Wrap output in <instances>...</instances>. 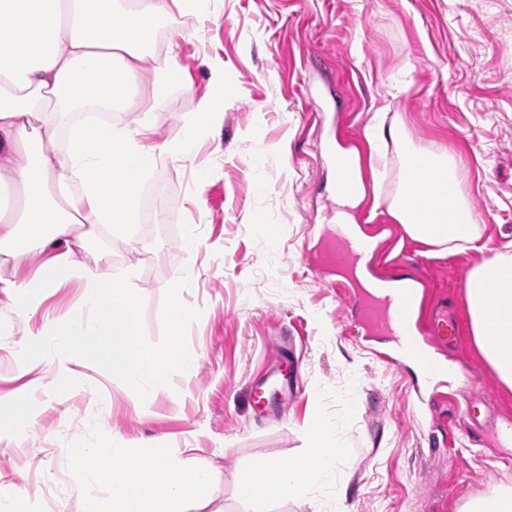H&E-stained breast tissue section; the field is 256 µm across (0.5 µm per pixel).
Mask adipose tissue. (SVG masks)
<instances>
[{
	"mask_svg": "<svg viewBox=\"0 0 512 512\" xmlns=\"http://www.w3.org/2000/svg\"><path fill=\"white\" fill-rule=\"evenodd\" d=\"M209 11V0H0V191L11 193L0 201V270L49 245L61 248L30 279L0 273V293L15 309L33 313L44 290L79 283L101 331L112 338L113 373L129 378L145 370L157 384L193 363L180 345L192 310L172 295L169 343L162 350L146 347L138 294L80 255L89 227L126 235L145 171L159 160L183 162L194 154L193 131L154 141L149 109L131 124L108 115L132 110L140 96L138 76H147L156 102L185 84L176 54L183 32L171 19ZM366 137L374 164L397 162L387 212L410 239L435 255L481 249L464 167L448 148L419 147L400 115L385 108L374 113ZM465 297L473 341L500 385L512 391V250H497L472 267ZM83 341L74 322L29 346L57 360L65 375L67 353ZM307 431L304 456L246 474L239 497L254 501L325 483L343 445L323 419H313ZM70 455L78 486L108 490L103 498L86 497L84 512H203L217 480L215 471L189 467L151 440L116 448L105 435L96 447L75 445Z\"/></svg>",
	"mask_w": 512,
	"mask_h": 512,
	"instance_id": "1",
	"label": "adipose tissue"
}]
</instances>
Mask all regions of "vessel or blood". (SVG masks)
<instances>
[{"mask_svg":"<svg viewBox=\"0 0 512 512\" xmlns=\"http://www.w3.org/2000/svg\"><path fill=\"white\" fill-rule=\"evenodd\" d=\"M375 251L369 238L359 235L353 225L337 222L326 232L323 252L325 265L337 271H353L367 262ZM358 310L360 326L364 329L388 327L396 336V347L388 356L389 362L403 366L414 363L419 368L423 388L421 399L432 406L438 400L437 383L448 376L438 354L456 346L460 340L458 320L448 312L446 303H436L426 321L417 317L418 303L411 288H392L382 296L367 293L351 296ZM296 374L289 359L287 344H280L267 375L251 385L253 404L261 418H269L281 407L284 393L295 383Z\"/></svg>","mask_w":512,"mask_h":512,"instance_id":"vessel-or-blood-1","label":"vessel or blood"}]
</instances>
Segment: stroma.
I'll use <instances>...</instances> for the list:
<instances>
[{
	"label": "stroma",
	"mask_w": 512,
	"mask_h": 512,
	"mask_svg": "<svg viewBox=\"0 0 512 512\" xmlns=\"http://www.w3.org/2000/svg\"><path fill=\"white\" fill-rule=\"evenodd\" d=\"M178 59L187 74L153 104L156 141L183 136L197 119L213 64L227 88L215 129L194 156L152 170L151 203H139L134 239L94 230L92 251L142 300V342H169L165 311L179 293L194 316L181 329L190 370L141 395L112 372V342L75 283L50 290L38 313L15 311L0 293V397L20 404L24 423L0 430V494L25 476L32 512H83L67 450L107 433L127 446L156 439L221 479L206 512H462L469 501L512 487V392L501 389L470 335L447 353L455 375L446 406L419 400L412 372L382 360L386 331L362 335L348 322L335 272L320 270L318 232L333 223L324 198L336 132L313 109L339 118L352 137L365 184L353 209L361 231L386 226L371 273L401 268L427 294L466 317L465 278L484 260L467 251L436 257L393 223L376 194L396 188V167L376 174L364 129L392 76L413 70L410 93L392 105L418 144L451 148L469 171L468 202L483 240H512V0H218L183 24ZM313 65L321 91L308 104L301 76ZM196 233L199 245L183 242ZM79 322L73 374L25 349L42 331ZM286 332L304 390L282 417L256 421L252 381L267 368L273 338ZM323 417L345 447L335 499L276 495L241 499L240 478L263 461L283 464L307 446V424Z\"/></svg>",
	"instance_id": "stroma-1"
}]
</instances>
